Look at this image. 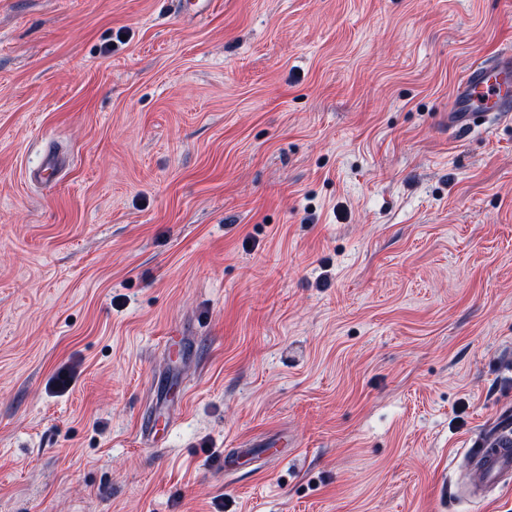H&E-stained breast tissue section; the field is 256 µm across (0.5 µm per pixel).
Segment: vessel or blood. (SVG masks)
Listing matches in <instances>:
<instances>
[{
  "label": "vessel or blood",
  "mask_w": 512,
  "mask_h": 512,
  "mask_svg": "<svg viewBox=\"0 0 512 512\" xmlns=\"http://www.w3.org/2000/svg\"><path fill=\"white\" fill-rule=\"evenodd\" d=\"M512 113V52L493 59L475 60L455 85L448 104V125L472 129L478 117ZM472 475L469 494L485 497L487 488L512 484V424L498 423L489 433L478 434L466 451Z\"/></svg>",
  "instance_id": "obj_1"
}]
</instances>
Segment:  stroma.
Instances as JSON below:
<instances>
[{"label":"stroma","mask_w":512,"mask_h":512,"mask_svg":"<svg viewBox=\"0 0 512 512\" xmlns=\"http://www.w3.org/2000/svg\"><path fill=\"white\" fill-rule=\"evenodd\" d=\"M185 2L0 0V512H512V0ZM512 112V52L502 51L491 60L477 59L455 85L448 104V126L477 127L478 117ZM471 443V444H470ZM465 459L472 475L469 495L484 499L485 489L512 482V426L499 422L489 433H479L469 442Z\"/></svg>","instance_id":"obj_1"}]
</instances>
